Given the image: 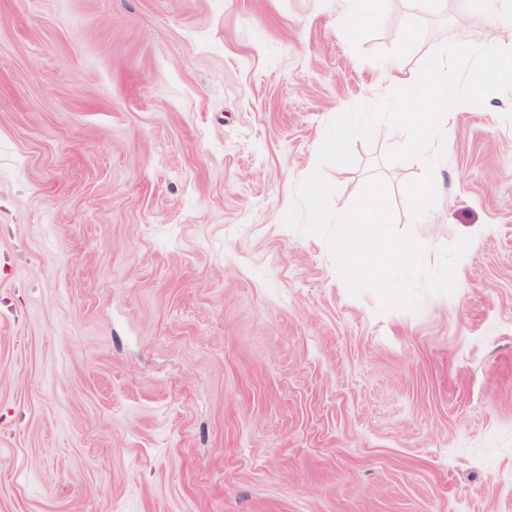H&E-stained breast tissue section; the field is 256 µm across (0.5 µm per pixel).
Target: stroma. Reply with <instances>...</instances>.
I'll use <instances>...</instances> for the list:
<instances>
[{
    "label": "stroma",
    "instance_id": "stroma-1",
    "mask_svg": "<svg viewBox=\"0 0 512 512\" xmlns=\"http://www.w3.org/2000/svg\"><path fill=\"white\" fill-rule=\"evenodd\" d=\"M0 0V512H512V91L448 117L435 208L389 125L373 178L426 261L419 312L349 295L282 217L328 123L397 89L474 0Z\"/></svg>",
    "mask_w": 512,
    "mask_h": 512
}]
</instances>
